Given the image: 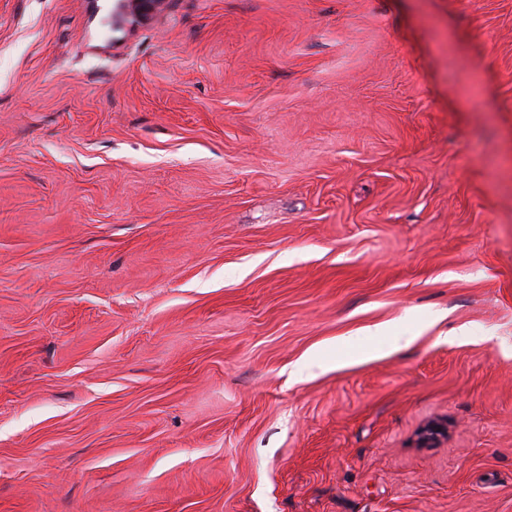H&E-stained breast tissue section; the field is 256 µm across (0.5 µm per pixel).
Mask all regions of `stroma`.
Instances as JSON below:
<instances>
[{
    "instance_id": "obj_1",
    "label": "stroma",
    "mask_w": 512,
    "mask_h": 512,
    "mask_svg": "<svg viewBox=\"0 0 512 512\" xmlns=\"http://www.w3.org/2000/svg\"><path fill=\"white\" fill-rule=\"evenodd\" d=\"M113 5L0 0V512H512V0Z\"/></svg>"
}]
</instances>
